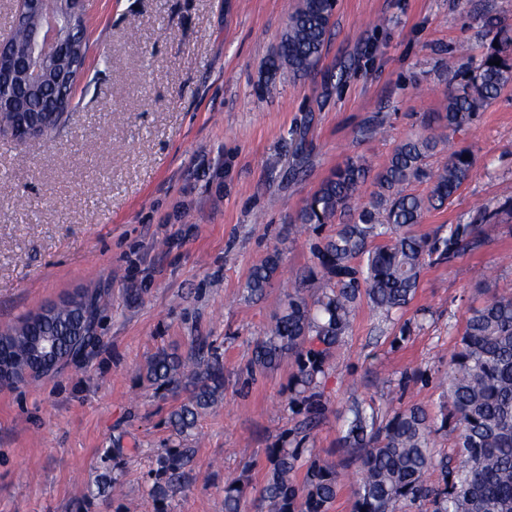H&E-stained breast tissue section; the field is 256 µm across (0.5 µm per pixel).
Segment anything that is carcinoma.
Segmentation results:
<instances>
[{
  "mask_svg": "<svg viewBox=\"0 0 512 512\" xmlns=\"http://www.w3.org/2000/svg\"><path fill=\"white\" fill-rule=\"evenodd\" d=\"M335 0H299L282 33L276 53L267 61L270 74L307 75L317 68L330 36ZM497 44L471 63L456 91L445 96L444 111L427 123V133L396 146L377 172L370 199L354 204L368 169L352 159L338 166L305 201L295 223L330 224L343 218L336 233L315 250L308 277L321 278L318 293L308 298L300 288L288 292L281 312L257 342L252 367L261 371L292 357L296 373L292 389L310 416L322 410L316 392L331 351L352 329L362 300L385 318L403 311L415 298L427 267L451 262L483 245L481 223L498 221L512 212V195L480 223L452 224L448 234L418 236L415 225L425 213L442 208L469 180L475 155L468 147L454 150L434 168L430 159L438 145L465 132L477 112L512 83V36L496 32ZM500 65H494V62ZM414 182L429 184L427 194L408 190ZM280 268L279 254L254 267L247 288L264 294ZM101 294L91 292L89 305L57 310L51 319L25 317L0 332L15 366L28 365L29 345L39 336H53L58 355L68 354L83 337L75 325L96 316ZM146 378L176 392L189 387L188 401L173 410L172 426L180 433L193 429L200 411L213 407L224 386L223 367L203 348L187 361L159 353ZM441 387L440 417L431 419L419 406L394 408L381 417L355 401L344 421L342 441L352 449L361 478L353 512H402L417 502L426 512H512V293L490 294L466 310L465 328L448 362ZM456 435L457 464L435 460L432 436ZM268 476L259 490L271 512H331L340 485L335 467L316 457L301 461L300 448H277L269 459ZM305 467L301 483L295 472ZM440 470L430 484L427 475ZM244 488L231 479L224 486V512H239Z\"/></svg>",
  "mask_w": 512,
  "mask_h": 512,
  "instance_id": "cac0c4a2",
  "label": "carcinoma"
}]
</instances>
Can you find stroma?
<instances>
[{
  "mask_svg": "<svg viewBox=\"0 0 512 512\" xmlns=\"http://www.w3.org/2000/svg\"><path fill=\"white\" fill-rule=\"evenodd\" d=\"M297 3L87 0L90 51L66 126L25 143L0 135V330L77 290L105 294L80 362L0 385V512H224L231 474L247 484L242 512H258L271 450L298 439L341 474L332 512H352L350 400L438 415L436 381L479 283L512 292V267L498 263L512 223L488 224L479 251L423 271L402 314L360 306L315 419L293 403L290 361L251 370L289 283H305L313 244L332 231L294 236L306 199L346 159L377 171L441 111L456 69L512 30V0H336L318 70L267 78ZM461 146L476 154L470 180L416 234L468 223L512 187V85L436 161ZM273 252L276 279L251 297V270ZM201 341L224 388L180 435L169 415L187 390L150 384L146 368ZM183 451L168 484L158 459Z\"/></svg>",
  "mask_w": 512,
  "mask_h": 512,
  "instance_id": "stroma-1",
  "label": "stroma"
}]
</instances>
